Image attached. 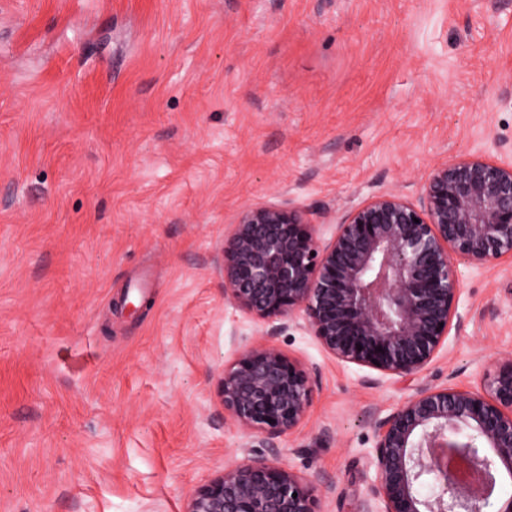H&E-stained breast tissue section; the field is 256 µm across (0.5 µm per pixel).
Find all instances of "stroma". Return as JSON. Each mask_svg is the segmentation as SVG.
<instances>
[{
  "mask_svg": "<svg viewBox=\"0 0 512 512\" xmlns=\"http://www.w3.org/2000/svg\"><path fill=\"white\" fill-rule=\"evenodd\" d=\"M512 151V0H0V512H183L248 439L217 379L260 327L224 234L292 201L321 238L438 161ZM423 379L512 354V268L462 267ZM277 343L315 379L279 466L361 512L410 383Z\"/></svg>",
  "mask_w": 512,
  "mask_h": 512,
  "instance_id": "stroma-1",
  "label": "stroma"
}]
</instances>
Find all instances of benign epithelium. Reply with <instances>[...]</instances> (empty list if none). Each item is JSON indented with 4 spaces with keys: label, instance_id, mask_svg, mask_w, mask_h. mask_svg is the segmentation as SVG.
<instances>
[{
    "label": "benign epithelium",
    "instance_id": "obj_1",
    "mask_svg": "<svg viewBox=\"0 0 512 512\" xmlns=\"http://www.w3.org/2000/svg\"><path fill=\"white\" fill-rule=\"evenodd\" d=\"M223 256L224 301L268 330L237 350L217 395L262 451L225 464L184 512H319L312 487L275 463V439L305 420L315 387L275 337L300 327L341 362L417 379L461 322L459 265L512 264V162L437 163L417 201L375 194L328 240L300 206L247 205ZM374 430L362 512H483L498 477L512 478V355L490 359L479 388L417 386Z\"/></svg>",
    "mask_w": 512,
    "mask_h": 512
}]
</instances>
